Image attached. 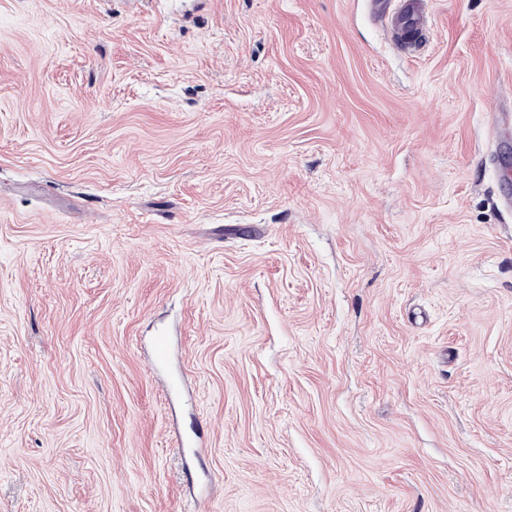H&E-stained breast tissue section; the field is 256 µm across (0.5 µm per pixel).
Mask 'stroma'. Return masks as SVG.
<instances>
[{
  "label": "stroma",
  "instance_id": "35a3bbf8",
  "mask_svg": "<svg viewBox=\"0 0 512 512\" xmlns=\"http://www.w3.org/2000/svg\"><path fill=\"white\" fill-rule=\"evenodd\" d=\"M432 2L0 0V512H512V0ZM372 16L379 21L387 22L399 39L411 51L420 48L422 38L429 29L425 10V0H369ZM487 112H490L496 117L493 131L497 141L509 134H512V113L501 112L499 96L492 97L488 101Z\"/></svg>",
  "mask_w": 512,
  "mask_h": 512
}]
</instances>
